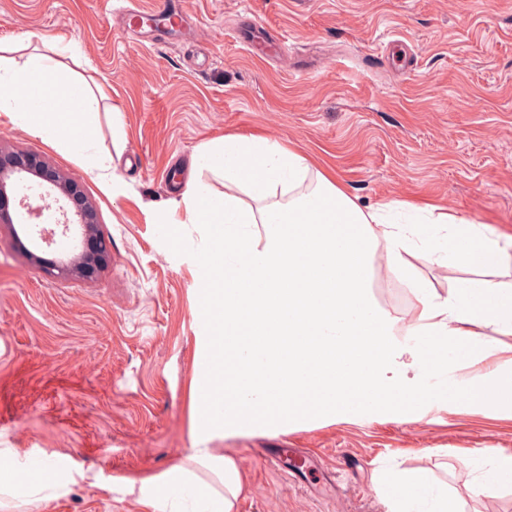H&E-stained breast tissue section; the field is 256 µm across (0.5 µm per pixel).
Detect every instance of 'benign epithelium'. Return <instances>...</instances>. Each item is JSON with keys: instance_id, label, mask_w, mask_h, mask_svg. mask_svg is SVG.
<instances>
[{"instance_id": "1", "label": "benign epithelium", "mask_w": 512, "mask_h": 512, "mask_svg": "<svg viewBox=\"0 0 512 512\" xmlns=\"http://www.w3.org/2000/svg\"><path fill=\"white\" fill-rule=\"evenodd\" d=\"M28 176L46 194L57 193V214L54 224L67 233L77 226L81 229L82 249L73 259L59 265L55 262L46 266L48 273L58 271L61 275L94 279L112 261L109 242L101 234L97 211L83 191L61 172L37 154L22 150H8L0 147V224L14 223L13 216L27 222L43 225L39 239L48 241L54 230L44 224L48 220L40 205H33L28 198H19L11 190L12 179Z\"/></svg>"}]
</instances>
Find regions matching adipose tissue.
<instances>
[{"mask_svg": "<svg viewBox=\"0 0 512 512\" xmlns=\"http://www.w3.org/2000/svg\"><path fill=\"white\" fill-rule=\"evenodd\" d=\"M43 41L23 62L0 57V116L104 168L91 152L103 86L61 60ZM180 206L208 227L196 255L200 275L197 355L190 393L196 416L188 464L128 480L143 512H238L249 483L215 438L279 430L293 422L350 419L367 405L398 409L423 400L422 374L506 351L512 337V237L436 206L385 202L361 208L332 170L312 169L293 147L251 134L201 145ZM221 178L223 192L203 173ZM443 242L444 258L481 271L439 293L418 278L409 255ZM385 251L389 272L406 283L415 310L407 324L378 310L371 267ZM404 333L400 349L388 336ZM448 403L512 412V374L478 383L453 380ZM480 491L512 487V451L474 458ZM57 486L48 458L24 465L0 456V508L34 489ZM386 512H462L447 482L428 471H394L377 488Z\"/></svg>", "mask_w": 512, "mask_h": 512, "instance_id": "adipose-tissue-1", "label": "adipose tissue"}]
</instances>
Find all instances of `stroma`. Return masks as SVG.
Instances as JSON below:
<instances>
[{"instance_id":"35a3bbf8","label":"stroma","mask_w":512,"mask_h":512,"mask_svg":"<svg viewBox=\"0 0 512 512\" xmlns=\"http://www.w3.org/2000/svg\"><path fill=\"white\" fill-rule=\"evenodd\" d=\"M188 29L163 34L116 0H0V46L63 38L62 60L105 83L95 148L102 173L0 123V145L37 153L77 183L112 242L97 278L45 273L79 231L41 243L0 224V454L62 458L58 486L17 512H142L124 477L158 474L193 445L202 224H161L203 143L227 133L284 141L333 166L361 207L431 202L512 235V0H178ZM251 18L281 42L255 53ZM439 292L470 278L431 252L412 259ZM248 474L238 512H384L374 474L424 469L464 512H512V488L476 490L470 461L512 451V414L431 398L355 421L306 422L217 439ZM271 448L317 466L287 472Z\"/></svg>"}]
</instances>
